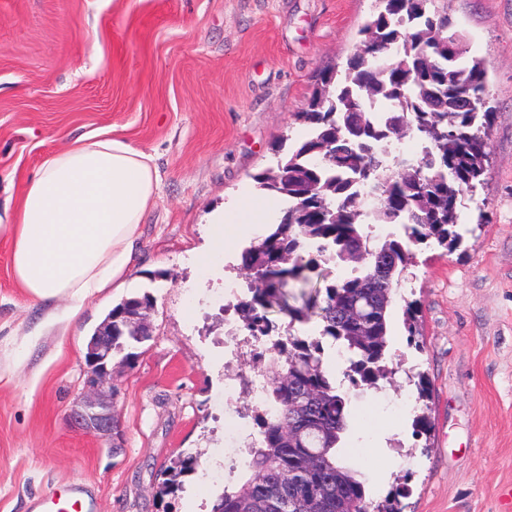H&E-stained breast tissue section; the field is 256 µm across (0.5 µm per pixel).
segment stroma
Segmentation results:
<instances>
[{"instance_id": "1", "label": "stroma", "mask_w": 512, "mask_h": 512, "mask_svg": "<svg viewBox=\"0 0 512 512\" xmlns=\"http://www.w3.org/2000/svg\"><path fill=\"white\" fill-rule=\"evenodd\" d=\"M375 0H0V220L27 178L79 137L111 131L155 157L159 188L124 287L108 288L74 321L64 298L32 299L0 235V512H31L35 495L85 484L93 512H211L225 483L226 398L238 371L224 348V288L241 283L239 252L210 278L191 257L211 246L215 212L234 197L246 221L280 207L256 174L308 135L296 119L329 69H342ZM469 54L487 72L486 187L465 200L452 247L429 239L390 316L395 370L351 387L339 458L376 503L402 512H512V0H448ZM150 295L149 340L113 365L120 450L74 428L85 394L87 343L122 299ZM420 330L411 343L405 325ZM424 373L419 400L410 375ZM427 413L431 431L415 438ZM195 460L179 489L158 496L160 471Z\"/></svg>"}]
</instances>
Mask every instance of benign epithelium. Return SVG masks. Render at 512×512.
I'll return each instance as SVG.
<instances>
[{
  "mask_svg": "<svg viewBox=\"0 0 512 512\" xmlns=\"http://www.w3.org/2000/svg\"><path fill=\"white\" fill-rule=\"evenodd\" d=\"M118 355L128 362L134 358V354L128 352V347L122 344L112 346V321L109 320L86 347L85 361L90 370L89 392L72 409L75 427L105 440L112 439L115 420L112 417V401L103 398L101 387L112 383V357Z\"/></svg>",
  "mask_w": 512,
  "mask_h": 512,
  "instance_id": "obj_1",
  "label": "benign epithelium"
}]
</instances>
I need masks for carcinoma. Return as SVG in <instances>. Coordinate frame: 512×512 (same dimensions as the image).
<instances>
[{
  "instance_id": "carcinoma-1",
  "label": "carcinoma",
  "mask_w": 512,
  "mask_h": 512,
  "mask_svg": "<svg viewBox=\"0 0 512 512\" xmlns=\"http://www.w3.org/2000/svg\"><path fill=\"white\" fill-rule=\"evenodd\" d=\"M442 0H377L362 29L361 51L343 72L329 71L297 120L307 139L276 167L254 176L283 208L241 253L246 291L236 310L243 330L267 338L278 308L288 336L265 347L277 364L265 385L272 410L255 416L258 436L245 446L238 481L224 486L212 512H369L364 483L343 466L336 448L348 426L347 392L325 359L331 340L354 387L391 374L388 318L411 266V245L431 238L448 245L461 223L458 197L485 185L488 157L487 83L483 62L464 56ZM422 145L411 156L398 144ZM400 224L404 236L372 246L371 225ZM354 264L351 276L307 291L320 261ZM297 285L289 295L285 287ZM149 295L112 309V336L138 341L146 329L115 316ZM320 320L316 335L295 324ZM193 457L164 471L158 494L170 493Z\"/></svg>"
}]
</instances>
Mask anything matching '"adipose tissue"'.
Instances as JSON below:
<instances>
[{
  "instance_id": "ef3b65f1",
  "label": "adipose tissue",
  "mask_w": 512,
  "mask_h": 512,
  "mask_svg": "<svg viewBox=\"0 0 512 512\" xmlns=\"http://www.w3.org/2000/svg\"><path fill=\"white\" fill-rule=\"evenodd\" d=\"M152 154L104 132L43 161L0 232L14 276L34 299L68 297L62 319L112 286H123L142 218L154 201Z\"/></svg>"
}]
</instances>
